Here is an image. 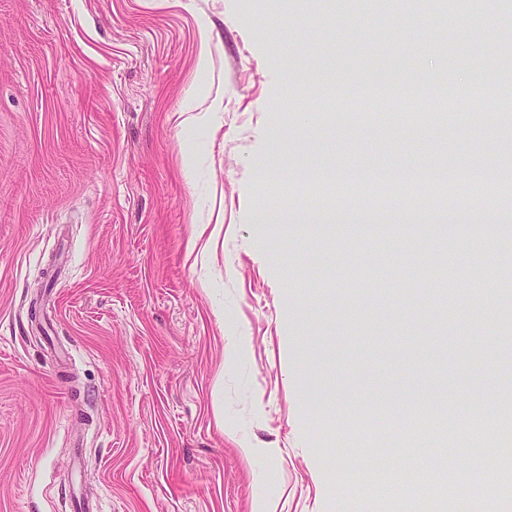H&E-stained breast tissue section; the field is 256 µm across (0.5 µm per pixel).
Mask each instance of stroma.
<instances>
[{"mask_svg": "<svg viewBox=\"0 0 512 512\" xmlns=\"http://www.w3.org/2000/svg\"><path fill=\"white\" fill-rule=\"evenodd\" d=\"M437 18L422 8L407 30L389 14L394 46L344 0L324 15L294 0H0V512H71L74 481L98 512H252L258 471L276 512H400L444 468L499 483L470 449L436 458L440 426L421 430L420 458L402 449L427 400L504 425L512 355L496 351L512 328L470 309L461 267L451 332L407 300L408 255L435 250L425 216L406 235L325 241L302 187L420 167L496 180L512 125L409 132L317 106L392 64L408 98L506 89L512 55L479 52L503 25L497 0L442 37L444 84L413 50ZM216 99L213 129L184 124ZM468 221L495 225L482 257L504 266L499 210ZM196 224L222 231L195 242ZM376 253L398 257L390 298L339 290Z\"/></svg>", "mask_w": 512, "mask_h": 512, "instance_id": "35a3bbf8", "label": "stroma"}]
</instances>
